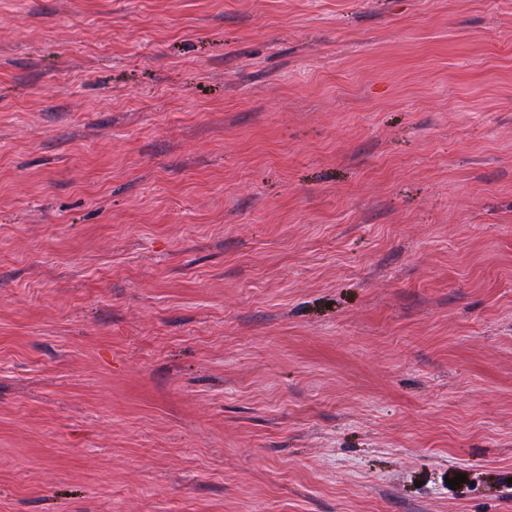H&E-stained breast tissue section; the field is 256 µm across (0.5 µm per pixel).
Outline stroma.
Returning a JSON list of instances; mask_svg holds the SVG:
<instances>
[{
  "instance_id": "obj_1",
  "label": "stroma",
  "mask_w": 512,
  "mask_h": 512,
  "mask_svg": "<svg viewBox=\"0 0 512 512\" xmlns=\"http://www.w3.org/2000/svg\"><path fill=\"white\" fill-rule=\"evenodd\" d=\"M0 512H512V0H0Z\"/></svg>"
}]
</instances>
